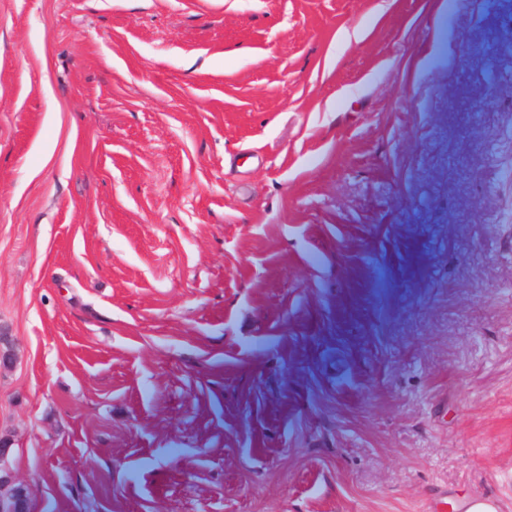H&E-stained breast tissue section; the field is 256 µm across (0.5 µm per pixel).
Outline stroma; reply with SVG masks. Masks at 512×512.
Returning <instances> with one entry per match:
<instances>
[{"mask_svg":"<svg viewBox=\"0 0 512 512\" xmlns=\"http://www.w3.org/2000/svg\"><path fill=\"white\" fill-rule=\"evenodd\" d=\"M0 333L35 512H512V0H0Z\"/></svg>","mask_w":512,"mask_h":512,"instance_id":"stroma-1","label":"stroma"}]
</instances>
